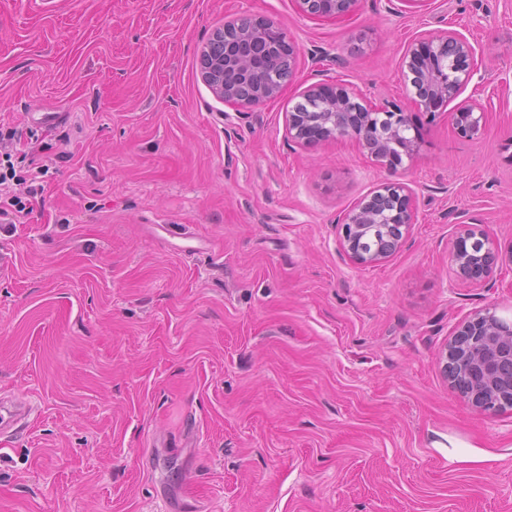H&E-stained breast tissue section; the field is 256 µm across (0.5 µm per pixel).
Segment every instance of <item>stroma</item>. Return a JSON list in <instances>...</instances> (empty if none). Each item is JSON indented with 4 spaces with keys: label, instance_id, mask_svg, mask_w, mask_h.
I'll return each instance as SVG.
<instances>
[{
    "label": "stroma",
    "instance_id": "stroma-1",
    "mask_svg": "<svg viewBox=\"0 0 512 512\" xmlns=\"http://www.w3.org/2000/svg\"><path fill=\"white\" fill-rule=\"evenodd\" d=\"M263 16L298 45L279 97L226 110L198 50ZM476 49L479 138L398 71L422 33ZM341 82L421 133L397 174L351 137L302 145L286 114ZM50 133L45 202L0 232V396L34 412L0 444V512H512V408L444 379L456 327L512 319V0H0V117ZM416 194L403 247L354 266L343 215L389 179ZM498 253L459 281L460 225ZM465 454L484 462H462ZM305 15L327 20H341L355 11L359 0H296Z\"/></svg>",
    "mask_w": 512,
    "mask_h": 512
}]
</instances>
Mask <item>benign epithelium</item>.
Returning a JSON list of instances; mask_svg holds the SVG:
<instances>
[{"label":"benign epithelium","instance_id":"obj_1","mask_svg":"<svg viewBox=\"0 0 512 512\" xmlns=\"http://www.w3.org/2000/svg\"><path fill=\"white\" fill-rule=\"evenodd\" d=\"M305 15L327 20H341L355 11L359 0H296ZM235 31L243 43L266 41L270 50L290 65L296 64L297 50L284 28L274 20L250 17L227 21L212 38ZM200 74L224 105L237 111L258 107L278 96L283 83L255 82L254 73L262 59L242 51L219 57L211 56L209 44L200 50ZM404 78L414 89L413 102L424 112L454 102L474 75L476 51L461 33L450 30L439 35H422L412 39L402 56ZM304 102L317 107L318 119L312 123L305 114L288 113V137L303 144L321 140L352 137L375 160L390 171L400 163L392 158L389 145L401 143L399 149L412 156L419 148L418 135L408 116L399 107H377L343 83L310 85L303 92ZM490 96L482 102L459 105L454 109L455 128L463 137L474 139L482 134L486 114L497 109ZM416 197L405 183L390 180L369 196L359 200L342 218L341 246L357 267L381 263L404 243L416 220ZM395 227L386 245L367 247L365 230L371 223ZM498 256L489 238L469 227L460 231L451 243V261L455 276L470 285L480 286L493 275ZM439 363L445 379L475 409L499 411L512 406V323L503 324L487 310L462 323L442 348Z\"/></svg>","mask_w":512,"mask_h":512}]
</instances>
